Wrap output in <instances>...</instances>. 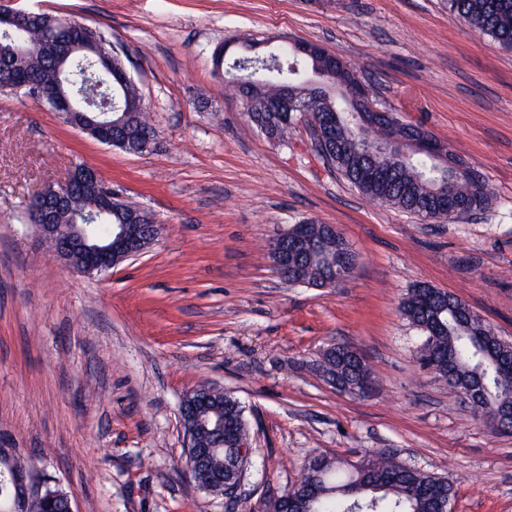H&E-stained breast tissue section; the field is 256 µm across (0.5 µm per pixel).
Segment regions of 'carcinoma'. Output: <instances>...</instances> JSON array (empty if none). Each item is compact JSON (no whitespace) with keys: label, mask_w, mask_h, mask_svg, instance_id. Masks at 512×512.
Here are the masks:
<instances>
[{"label":"carcinoma","mask_w":512,"mask_h":512,"mask_svg":"<svg viewBox=\"0 0 512 512\" xmlns=\"http://www.w3.org/2000/svg\"><path fill=\"white\" fill-rule=\"evenodd\" d=\"M448 10L471 26L491 36L499 46L512 51V0H447ZM75 21L45 12H33L24 24L0 23V73L25 77L35 88L57 85L66 96L81 106L79 97L86 72L91 63L84 53L70 50L77 38L72 25ZM99 44L112 56V69L127 70V57L105 39L93 32ZM258 41L243 44L240 52L230 53L231 45L224 44L220 54L213 55L216 70H233L239 79L226 86L242 98L249 122L267 138L282 145L288 144L298 113L285 117L283 110L291 102L306 104L304 116L312 121L329 114L335 122L337 137L342 145L327 140L314 144L315 151L336 168L365 198L413 215L435 204L434 191L443 174L424 156L410 153L400 161H391L378 154L374 131L362 122L361 115L351 110L336 93V73L331 72L325 86L313 83L315 74L323 70L322 59L310 58L292 51L289 44L280 52L262 53ZM98 101L107 103L112 122V146L126 150V137L141 133L151 138L153 148L159 140L154 127L146 119V107L133 78L122 83L110 81L98 71ZM455 180L456 195L474 206L478 214L492 209L495 193L477 169L462 163ZM374 166L385 172L382 179L366 182L359 179V169ZM134 219L141 224L156 223L155 215L140 205L121 197L112 207V215L98 220L95 241L111 233V225ZM312 230L320 245L301 255L288 268V281L317 288H334L332 270L343 257L357 260L342 234L312 222ZM430 286L412 289L401 310L409 323L421 334L418 360L422 367L448 379V354H453L456 379L449 382L458 395L469 385L484 380L488 397L480 401L484 407L512 403V386L498 382L495 368L488 359L499 360L509 355L494 342L492 329L486 322L471 320L457 308L454 294L436 290L437 299L429 303L426 294ZM315 371L325 380L353 384L356 380L374 381L372 367L361 358L345 351H326ZM199 391L210 393V413L198 431L200 442L217 448L207 465L208 475L217 474L221 482L209 487L210 495L224 497V487L244 477L247 461L239 458V449L224 444L233 437L248 434L245 406L236 397L218 387L202 384ZM301 487L316 491L313 500L304 503L307 512H442L445 504L455 497V487L445 476L421 470L398 459L389 449L370 452L362 458V467L315 455L304 466ZM65 492L47 486L43 497L32 503L30 512H62Z\"/></svg>","instance_id":"obj_1"}]
</instances>
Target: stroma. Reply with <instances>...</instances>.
I'll return each mask as SVG.
<instances>
[{"instance_id":"35a3bbf8","label":"stroma","mask_w":512,"mask_h":512,"mask_svg":"<svg viewBox=\"0 0 512 512\" xmlns=\"http://www.w3.org/2000/svg\"><path fill=\"white\" fill-rule=\"evenodd\" d=\"M77 20L129 58L162 146L131 155L34 99L0 93V448L33 457L75 512H224L183 467L181 400L207 382L244 404L242 512L296 483L308 458L387 448L453 480V512H512V432L495 431L422 368L400 311L417 284L448 291L512 342V52L444 0H15ZM314 42L371 95L445 140L497 196L489 215L432 224L373 204L317 155L254 129L215 75L221 44ZM150 209L161 236L86 277L23 219L72 166ZM307 219L358 254L335 288L285 282L267 247ZM369 361L359 397L312 366L330 344Z\"/></svg>"}]
</instances>
